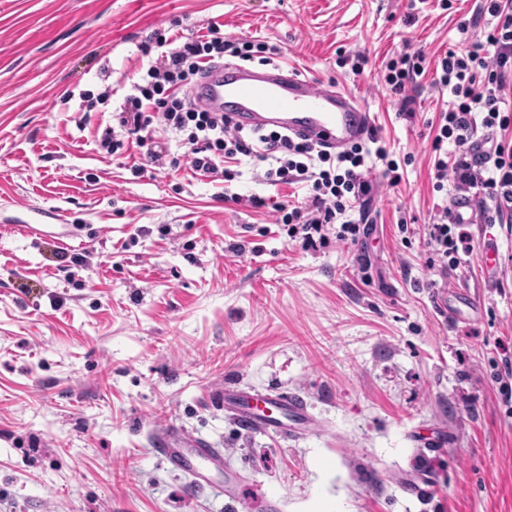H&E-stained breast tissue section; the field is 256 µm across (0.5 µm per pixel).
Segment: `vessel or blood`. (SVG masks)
I'll return each instance as SVG.
<instances>
[{"instance_id":"vessel-or-blood-1","label":"vessel or blood","mask_w":512,"mask_h":512,"mask_svg":"<svg viewBox=\"0 0 512 512\" xmlns=\"http://www.w3.org/2000/svg\"><path fill=\"white\" fill-rule=\"evenodd\" d=\"M187 95L211 111L227 113L243 127L284 130L336 153L367 142L375 129L373 113L354 94L329 84L315 85L302 73L280 66L256 73L238 65H219ZM222 402L250 433L291 437L308 418L306 403L296 394L228 390ZM154 446L170 469L195 484L209 483L210 472L224 467L222 449L203 438L186 437L171 425L156 433Z\"/></svg>"}]
</instances>
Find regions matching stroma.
<instances>
[{
	"instance_id": "stroma-1",
	"label": "stroma",
	"mask_w": 512,
	"mask_h": 512,
	"mask_svg": "<svg viewBox=\"0 0 512 512\" xmlns=\"http://www.w3.org/2000/svg\"><path fill=\"white\" fill-rule=\"evenodd\" d=\"M442 1L0 0V512H260L267 492L281 512H512V223L468 227L496 244V280L476 253L427 266L455 196L430 162L448 93L420 77L409 121L381 80L389 57L459 45L476 2ZM211 20L358 96L393 158L413 156L358 244L306 249L243 206L283 196L250 162L233 203L187 166L138 177V148H99L141 44ZM357 50L359 75L337 64ZM45 210L69 243L13 230ZM227 388L300 395L311 423L246 432ZM168 424L223 449L234 500L223 473L195 485L162 463ZM427 468L436 491L409 497Z\"/></svg>"
}]
</instances>
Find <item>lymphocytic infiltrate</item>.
Instances as JSON below:
<instances>
[{
  "mask_svg": "<svg viewBox=\"0 0 512 512\" xmlns=\"http://www.w3.org/2000/svg\"><path fill=\"white\" fill-rule=\"evenodd\" d=\"M486 22L484 39L451 48L429 66L423 50L405 52L390 59L382 79L398 97L399 109L412 114L417 79L434 70V83L447 89L448 108L441 112L432 141L435 191L445 182L477 199L478 214L487 224L512 218V140L493 141L484 157H476L472 143L478 130L512 128V0H480L471 21L461 22L460 33L470 25ZM148 59L141 82L133 84L115 115L118 127L133 135L143 151L133 171L179 167L188 162L193 174L214 181H234L243 159L260 165L259 181L277 187L301 184L307 194L297 201L268 204L251 196L252 208H271L275 223L283 225L292 240L309 248L326 242L328 225H337V239L358 241L371 222L368 204L379 185L394 186L402 176L396 160L379 135L369 144L355 145L334 154L278 131L243 129L224 113L194 104L184 94L207 66L232 57L242 62H270L277 46L262 40L225 35L220 23L211 22L205 34L164 36L155 34L142 46ZM180 134L182 157L171 156L170 133ZM382 163L373 172L369 157ZM432 255L441 265H459L473 251L472 237L451 217L450 208L428 227Z\"/></svg>",
  "mask_w": 512,
  "mask_h": 512,
  "instance_id": "1",
  "label": "lymphocytic infiltrate"
}]
</instances>
